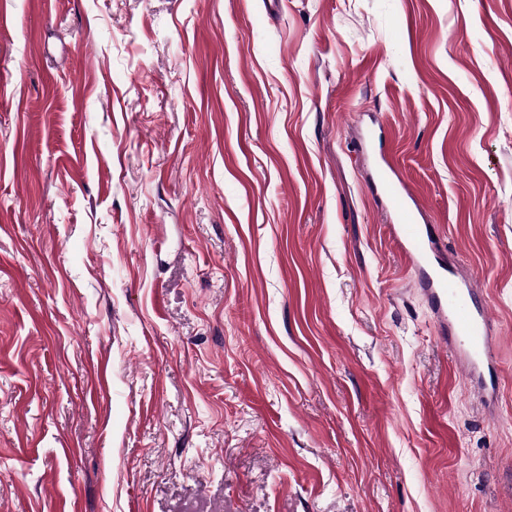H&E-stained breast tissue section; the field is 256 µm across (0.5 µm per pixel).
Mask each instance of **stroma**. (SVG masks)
Listing matches in <instances>:
<instances>
[{
	"instance_id": "1",
	"label": "stroma",
	"mask_w": 512,
	"mask_h": 512,
	"mask_svg": "<svg viewBox=\"0 0 512 512\" xmlns=\"http://www.w3.org/2000/svg\"><path fill=\"white\" fill-rule=\"evenodd\" d=\"M0 512H512V0H0ZM386 165L388 169L378 172L376 190L390 204L387 222L406 264L424 274L418 286L424 288L436 308L444 326L443 334H448L456 344L467 371L490 370L496 351L489 336L487 311L476 306L469 288H457V273L448 272L432 245L428 227L414 223L415 214L419 213L414 194L392 167Z\"/></svg>"
}]
</instances>
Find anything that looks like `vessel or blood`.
Returning a JSON list of instances; mask_svg holds the SVG:
<instances>
[{
  "label": "vessel or blood",
  "instance_id": "b4317fda",
  "mask_svg": "<svg viewBox=\"0 0 512 512\" xmlns=\"http://www.w3.org/2000/svg\"><path fill=\"white\" fill-rule=\"evenodd\" d=\"M376 189L390 204L387 221L400 252L410 268L422 272L419 285L436 308L467 371L492 368L496 351L489 316L476 306L470 290L459 288L457 277L435 251L428 228L415 223L419 205L412 191L390 168L380 169Z\"/></svg>",
  "mask_w": 512,
  "mask_h": 512
}]
</instances>
